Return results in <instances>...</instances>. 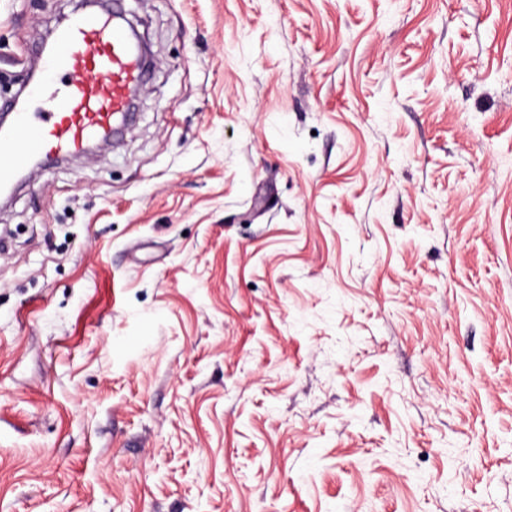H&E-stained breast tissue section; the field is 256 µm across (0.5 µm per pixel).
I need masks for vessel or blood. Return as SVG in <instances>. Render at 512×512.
<instances>
[{
  "instance_id": "b4317fda",
  "label": "vessel or blood",
  "mask_w": 512,
  "mask_h": 512,
  "mask_svg": "<svg viewBox=\"0 0 512 512\" xmlns=\"http://www.w3.org/2000/svg\"><path fill=\"white\" fill-rule=\"evenodd\" d=\"M36 65L28 95L42 111L0 103V112L12 115L0 131V186H13L32 162L44 166L84 153L92 140L109 139L148 73L141 48L108 12L60 24L51 46L38 48Z\"/></svg>"
}]
</instances>
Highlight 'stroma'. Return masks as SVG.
Masks as SVG:
<instances>
[{"instance_id":"35a3bbf8","label":"stroma","mask_w":512,"mask_h":512,"mask_svg":"<svg viewBox=\"0 0 512 512\" xmlns=\"http://www.w3.org/2000/svg\"><path fill=\"white\" fill-rule=\"evenodd\" d=\"M121 7L128 132L0 210V512H512V0Z\"/></svg>"}]
</instances>
